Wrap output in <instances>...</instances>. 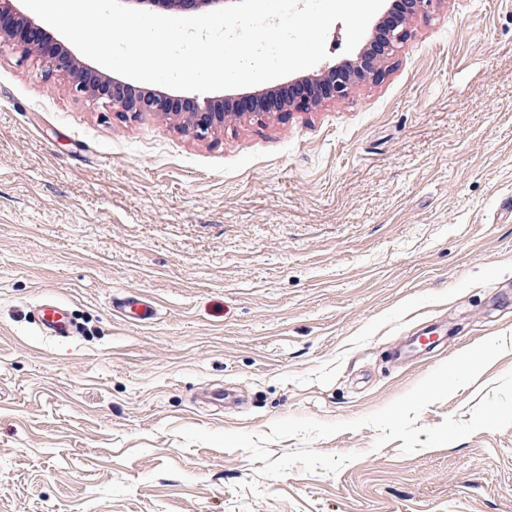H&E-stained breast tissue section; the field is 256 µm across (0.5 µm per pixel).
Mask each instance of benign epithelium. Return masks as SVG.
I'll return each instance as SVG.
<instances>
[{"mask_svg": "<svg viewBox=\"0 0 512 512\" xmlns=\"http://www.w3.org/2000/svg\"><path fill=\"white\" fill-rule=\"evenodd\" d=\"M20 0H0V50L9 48L25 61L37 57L46 76H62L72 90L93 103L117 112L140 115H174L180 128L196 139H206L224 130V121L231 115L254 117L268 112H308L325 100L343 99L355 85L377 80L384 73L383 65L392 59L410 37L408 22L427 17L440 0H407V10L400 18L386 11L374 24L367 42L351 57L324 66L318 73L300 76L292 83L302 92L284 100L279 87H266L241 94L185 97L167 88H142L128 84L121 76H108L81 60L61 40L50 50L36 49L27 31L37 28L34 19L19 7ZM128 7H145L186 13L210 12L224 7V0H123Z\"/></svg>", "mask_w": 512, "mask_h": 512, "instance_id": "obj_1", "label": "benign epithelium"}]
</instances>
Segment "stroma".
<instances>
[{
    "label": "stroma",
    "instance_id": "stroma-1",
    "mask_svg": "<svg viewBox=\"0 0 512 512\" xmlns=\"http://www.w3.org/2000/svg\"><path fill=\"white\" fill-rule=\"evenodd\" d=\"M409 30L348 97L204 140L0 52V512H512V427L410 454L345 430L313 444L357 453L338 473L274 478L179 435L356 419L506 335L418 419L466 422L512 371V0ZM48 300L77 336L39 334ZM426 323L447 344L393 363ZM119 313L141 323H149L155 316V307L151 302L138 297H126L117 305Z\"/></svg>",
    "mask_w": 512,
    "mask_h": 512
}]
</instances>
